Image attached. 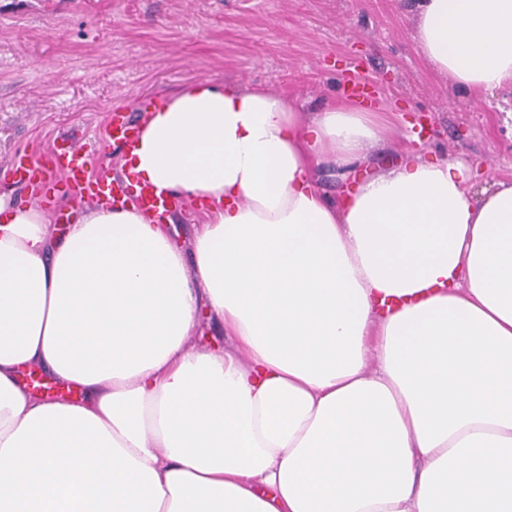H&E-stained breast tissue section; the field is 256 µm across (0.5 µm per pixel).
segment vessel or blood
I'll return each instance as SVG.
<instances>
[{
  "label": "vessel or blood",
  "instance_id": "obj_1",
  "mask_svg": "<svg viewBox=\"0 0 512 512\" xmlns=\"http://www.w3.org/2000/svg\"><path fill=\"white\" fill-rule=\"evenodd\" d=\"M142 125V120L128 118L124 108H113L95 144L72 138L38 158L26 152L17 154L0 169V177L28 188V203L50 210L58 223L67 222L68 217L52 206L48 192L52 183L70 191L74 202L132 203L154 222L164 223L176 208V199L149 184L128 183L110 173L113 157H126L135 149Z\"/></svg>",
  "mask_w": 512,
  "mask_h": 512
}]
</instances>
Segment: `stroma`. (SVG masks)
<instances>
[{"mask_svg":"<svg viewBox=\"0 0 512 512\" xmlns=\"http://www.w3.org/2000/svg\"><path fill=\"white\" fill-rule=\"evenodd\" d=\"M413 0H0V166L59 138H92L113 106L200 80L297 95L316 109L347 76L402 114L365 166L397 146L469 166L474 191L512 180V88L449 89L411 36Z\"/></svg>","mask_w":512,"mask_h":512,"instance_id":"obj_1","label":"stroma"}]
</instances>
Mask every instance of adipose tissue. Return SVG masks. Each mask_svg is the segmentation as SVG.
Wrapping results in <instances>:
<instances>
[{
	"instance_id": "adipose-tissue-1",
	"label": "adipose tissue",
	"mask_w": 512,
	"mask_h": 512,
	"mask_svg": "<svg viewBox=\"0 0 512 512\" xmlns=\"http://www.w3.org/2000/svg\"><path fill=\"white\" fill-rule=\"evenodd\" d=\"M411 24L454 88L512 86V0ZM392 118L166 96L122 176L202 202L190 262L135 205L60 237L0 196V512H512V181L413 151L354 177ZM203 304L224 351L190 342Z\"/></svg>"
}]
</instances>
